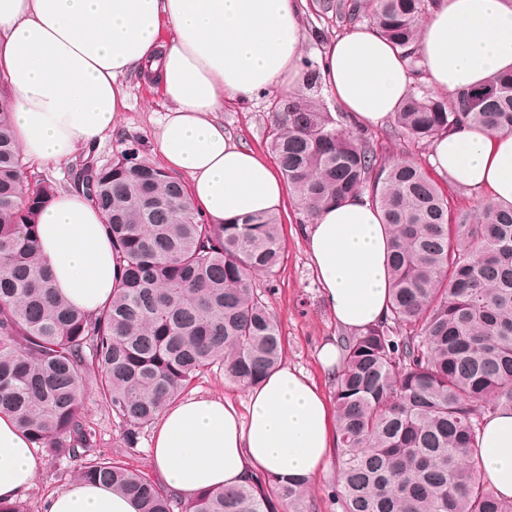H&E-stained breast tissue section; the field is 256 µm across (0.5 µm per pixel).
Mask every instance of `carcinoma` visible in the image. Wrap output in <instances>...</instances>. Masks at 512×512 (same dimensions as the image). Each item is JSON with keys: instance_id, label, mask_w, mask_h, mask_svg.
I'll return each instance as SVG.
<instances>
[{"instance_id": "1", "label": "carcinoma", "mask_w": 512, "mask_h": 512, "mask_svg": "<svg viewBox=\"0 0 512 512\" xmlns=\"http://www.w3.org/2000/svg\"><path fill=\"white\" fill-rule=\"evenodd\" d=\"M433 0H365L361 17L416 63L412 46ZM0 95V414L77 477L109 484L139 512H310L307 483L263 478L178 500L148 474L96 447L80 412L92 367L96 391L134 442L193 379L212 368L257 384L282 361L275 317L253 274L281 259L279 218L246 214L209 224L182 208L175 174L131 146L73 182L103 212L122 271L112 302L89 316L58 298L36 238L57 186L31 174ZM418 141L466 126L512 132V72L455 97L416 85L394 113ZM269 148L307 220L370 193L392 234L389 313L343 338L333 379L342 451V512H512L476 476L469 456L490 413L512 409V207L453 213L412 161L379 162L366 135L343 128L320 98L276 105Z\"/></svg>"}]
</instances>
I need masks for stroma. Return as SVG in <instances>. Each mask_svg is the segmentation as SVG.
<instances>
[{"instance_id": "obj_1", "label": "stroma", "mask_w": 512, "mask_h": 512, "mask_svg": "<svg viewBox=\"0 0 512 512\" xmlns=\"http://www.w3.org/2000/svg\"><path fill=\"white\" fill-rule=\"evenodd\" d=\"M350 2L306 0L308 39L302 48L304 58L318 61L327 44L351 30L350 21L337 18L335 12L336 5ZM125 83L127 107L109 137L94 145L92 150H79L74 157L61 163L32 165V173L52 180L57 186L66 187L73 179L77 160L88 157L97 165H106L131 144L137 145L149 162L163 165L153 132L155 120L166 112L168 103L157 85L139 81L132 75L126 76ZM285 95V90L277 88L251 102L225 101L220 114L225 134L253 149L267 161H274L275 156L268 146L271 113L275 103ZM368 135L382 162L389 164L411 158L424 166L429 163V143L417 142L397 133L392 122L370 128ZM280 220L282 260L272 271L256 274L253 284L278 323L283 339V362L312 377L330 397L334 394L333 382L321 370L317 352L325 340L342 336L343 331L327 309L316 280L303 238L307 221L295 197H288ZM80 412L95 428L99 447L122 459L130 468L153 473L150 459L152 427L141 429L137 445L128 446L123 422L90 387L82 395ZM76 471L74 461L65 458L45 460L33 487L25 495L29 512H45L48 496L65 489L75 478Z\"/></svg>"}]
</instances>
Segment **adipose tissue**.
<instances>
[{
    "label": "adipose tissue",
    "instance_id": "ef3b65f1",
    "mask_svg": "<svg viewBox=\"0 0 512 512\" xmlns=\"http://www.w3.org/2000/svg\"><path fill=\"white\" fill-rule=\"evenodd\" d=\"M305 0H0V73L24 155L60 162L104 139L127 106L123 79L161 86L169 107L154 136L168 171L187 176L188 201L211 224L246 213L279 214L286 188L254 150L224 133L225 100L248 102L305 82ZM435 89L454 95L512 70V0H438L414 46ZM327 91L359 127L396 112L411 79L401 50L367 26L322 55ZM434 171L488 201L512 205V133L463 128L431 146ZM325 303L343 330L361 333L388 311L391 237L367 196L321 210L304 229ZM41 255L56 294L93 315L120 285L99 209L59 189L37 218ZM338 451L336 418L317 385L282 364L248 390L246 413L222 396L195 394L159 416L151 461L164 484L191 499L270 474L318 477ZM471 456L478 478L512 499V410L488 416ZM42 460L0 415V500L32 487ZM47 512H138L110 486L75 480Z\"/></svg>",
    "mask_w": 512,
    "mask_h": 512
}]
</instances>
